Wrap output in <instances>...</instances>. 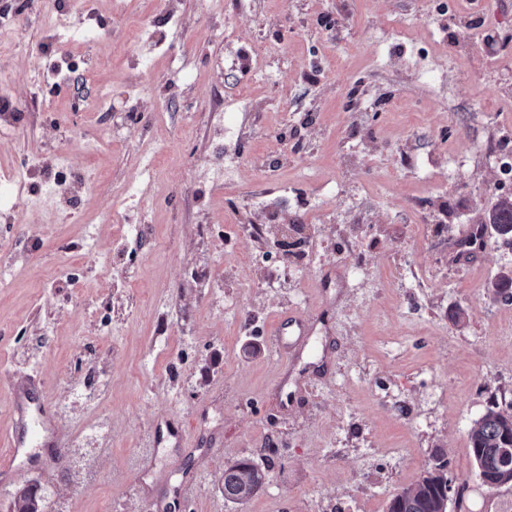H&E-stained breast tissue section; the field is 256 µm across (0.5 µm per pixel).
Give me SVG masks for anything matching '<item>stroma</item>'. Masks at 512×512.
Listing matches in <instances>:
<instances>
[{"instance_id":"stroma-1","label":"stroma","mask_w":512,"mask_h":512,"mask_svg":"<svg viewBox=\"0 0 512 512\" xmlns=\"http://www.w3.org/2000/svg\"><path fill=\"white\" fill-rule=\"evenodd\" d=\"M48 11L0 0V25L27 31L0 52L16 113L0 171L45 161L0 202V458L28 376L60 444L19 459L0 512L30 483L45 512H387L437 451L463 494L447 512H512L468 439L490 403L512 412V302L493 288L512 244L491 234L448 261L512 198L484 154L512 152V0H484L488 25L473 0ZM34 51L73 63L68 80L31 82ZM228 132L240 163L221 171ZM82 177L97 189L65 217ZM281 195L301 227L289 240L308 239L297 257L236 230ZM289 314L313 323L290 363L272 344ZM243 459L268 481L237 505L224 470Z\"/></svg>"}]
</instances>
